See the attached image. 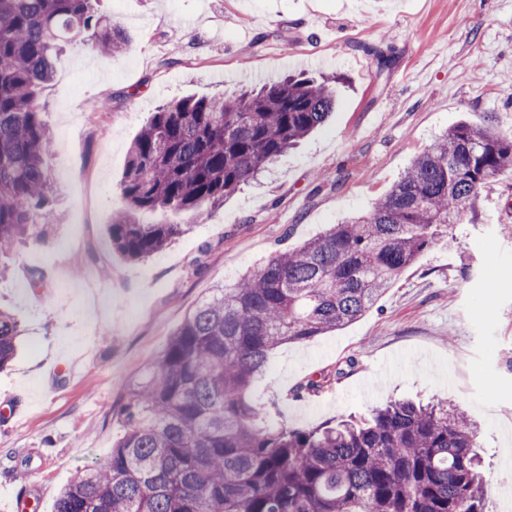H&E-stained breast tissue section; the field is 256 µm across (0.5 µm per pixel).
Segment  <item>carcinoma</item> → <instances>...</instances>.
Wrapping results in <instances>:
<instances>
[{
	"instance_id": "cac0c4a2",
	"label": "carcinoma",
	"mask_w": 512,
	"mask_h": 512,
	"mask_svg": "<svg viewBox=\"0 0 512 512\" xmlns=\"http://www.w3.org/2000/svg\"><path fill=\"white\" fill-rule=\"evenodd\" d=\"M126 50L129 34L92 0H0V252L39 241L52 187V138L39 100L60 43ZM329 82L169 101L135 139L109 224L126 260L160 251L328 120ZM512 176V138L461 121L418 154L364 215L218 288L175 331L130 395V429L103 466L59 495L56 512H485L475 426L442 403L393 401L362 420L306 430L260 425L245 394L271 352L337 331L372 308L487 180ZM17 323L0 312V369Z\"/></svg>"
}]
</instances>
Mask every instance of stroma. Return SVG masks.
Masks as SVG:
<instances>
[{
	"label": "stroma",
	"mask_w": 512,
	"mask_h": 512,
	"mask_svg": "<svg viewBox=\"0 0 512 512\" xmlns=\"http://www.w3.org/2000/svg\"><path fill=\"white\" fill-rule=\"evenodd\" d=\"M131 35L76 39L42 96L55 214L0 257V309L21 348L0 372V512L105 463L133 380L214 289L367 212L460 120L512 137V0H97ZM390 51L377 70L373 50ZM334 75L336 110L299 146L146 259L107 226L132 143L167 100ZM64 373H57V364ZM316 389H307L308 381ZM248 401L273 426L360 418L392 399L445 400L478 424L486 512L512 497V178L489 179L452 233L354 323L274 350Z\"/></svg>",
	"instance_id": "stroma-1"
}]
</instances>
